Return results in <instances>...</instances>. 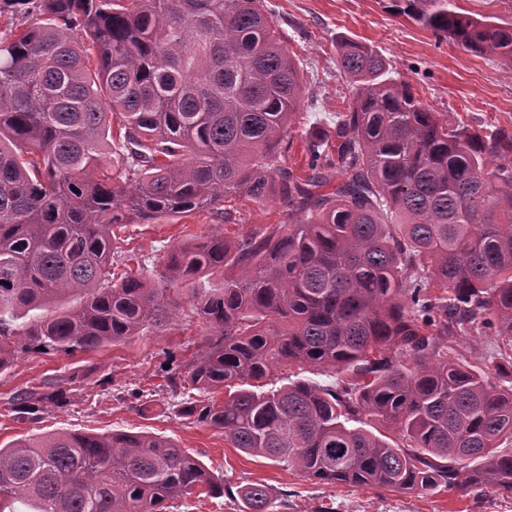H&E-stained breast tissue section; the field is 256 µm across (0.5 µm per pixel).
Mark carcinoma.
Segmentation results:
<instances>
[{
	"label": "carcinoma",
	"mask_w": 512,
	"mask_h": 512,
	"mask_svg": "<svg viewBox=\"0 0 512 512\" xmlns=\"http://www.w3.org/2000/svg\"><path fill=\"white\" fill-rule=\"evenodd\" d=\"M390 8L512 71L511 26L453 0ZM20 14L0 30V308L27 321L0 318V372L161 329L189 291L209 334L188 361L168 357L167 385L226 392L182 417L319 483L512 496V385L494 381L512 378V353L489 369L442 350L462 335L512 343V135L448 122L380 53L339 37L353 97L308 133L299 173L285 153L305 86L262 0H0V18ZM238 196L277 201L288 223L201 236L152 277H112V227L205 209L230 222ZM216 271L219 286L196 288ZM65 296L79 303L38 314ZM291 364L350 376L276 386ZM85 380H48L11 411L61 409ZM464 460L476 465L453 466ZM195 492L221 497L224 480L149 433L0 448V512H171ZM237 495L270 508L262 484Z\"/></svg>",
	"instance_id": "carcinoma-1"
}]
</instances>
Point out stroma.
<instances>
[{
	"label": "stroma",
	"mask_w": 512,
	"mask_h": 512,
	"mask_svg": "<svg viewBox=\"0 0 512 512\" xmlns=\"http://www.w3.org/2000/svg\"><path fill=\"white\" fill-rule=\"evenodd\" d=\"M294 56L304 80L301 124L292 129L286 164L302 171L305 137L316 120L331 119L352 97L339 75L336 37L345 34L379 51L392 65V75L409 82L416 97L450 122H462L482 133L512 135V73L496 57L480 58L451 42L437 41L415 21L394 15L389 0H264ZM230 223L205 211L152 224L117 229L112 248L119 256H135L133 270L151 275L171 248L195 237L220 232L234 238L288 221L274 201L232 200ZM206 326L191 306H183L169 326L119 346L66 357L53 352L22 355L0 372V445L60 431L145 432L169 439L224 481L219 498L191 496L173 512H242L239 486L264 485L270 512H512V497L482 494L459 487L406 492L372 486L328 485L303 478L284 464L245 455L231 448L223 433L179 415L181 402L201 399V392L167 386L162 365L167 354L185 360L187 348L203 343ZM87 371L82 390L64 408H45L35 419L16 417L8 397L42 385L48 378L66 382L74 370ZM139 393L147 412L134 409Z\"/></svg>",
	"instance_id": "35a3bbf8"
}]
</instances>
